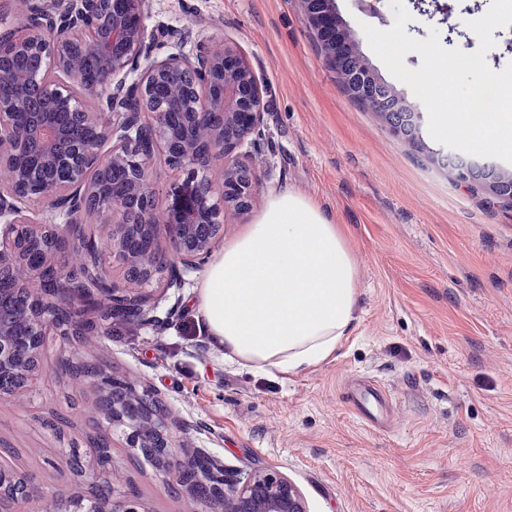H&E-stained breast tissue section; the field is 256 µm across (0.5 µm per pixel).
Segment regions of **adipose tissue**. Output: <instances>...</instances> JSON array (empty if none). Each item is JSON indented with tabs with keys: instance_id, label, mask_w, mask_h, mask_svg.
<instances>
[{
	"instance_id": "adipose-tissue-1",
	"label": "adipose tissue",
	"mask_w": 512,
	"mask_h": 512,
	"mask_svg": "<svg viewBox=\"0 0 512 512\" xmlns=\"http://www.w3.org/2000/svg\"><path fill=\"white\" fill-rule=\"evenodd\" d=\"M356 258L308 197L272 195L207 266L195 306L225 357L295 375L333 356L355 320Z\"/></svg>"
}]
</instances>
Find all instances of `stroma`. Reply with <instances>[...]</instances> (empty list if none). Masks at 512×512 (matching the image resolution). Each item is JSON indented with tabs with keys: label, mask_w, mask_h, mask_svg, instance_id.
Masks as SVG:
<instances>
[{
	"label": "stroma",
	"mask_w": 512,
	"mask_h": 512,
	"mask_svg": "<svg viewBox=\"0 0 512 512\" xmlns=\"http://www.w3.org/2000/svg\"><path fill=\"white\" fill-rule=\"evenodd\" d=\"M407 33L466 53L467 23L492 0H403ZM184 26L244 55L267 106L258 148L241 161L258 177L251 212H227L232 241L269 196L311 198L346 231L358 262L357 318L328 360L292 375L225 360L192 305L198 273L165 292L161 326L124 324L82 348L136 389L155 391L166 416L201 422L174 438L228 471L267 467L288 476L310 512H512V204L455 182L427 152L395 135L344 92L311 37L298 0H146L145 23ZM60 337L43 351L44 376L0 398V467L43 498L90 494L68 471L99 456L96 395L59 365ZM388 401L379 425L358 413L353 383ZM116 493L147 512H213L172 486L160 465L114 439Z\"/></svg>",
	"instance_id": "obj_1"
}]
</instances>
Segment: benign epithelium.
I'll use <instances>...</instances> for the list:
<instances>
[{
  "instance_id": "7a95c632",
  "label": "benign epithelium",
  "mask_w": 512,
  "mask_h": 512,
  "mask_svg": "<svg viewBox=\"0 0 512 512\" xmlns=\"http://www.w3.org/2000/svg\"><path fill=\"white\" fill-rule=\"evenodd\" d=\"M309 30L325 64L339 69L342 51L359 44L357 34L336 12V0H299ZM144 0H67L62 10L35 3L23 30L4 39L0 32V83L36 94L25 98L0 95V398L33 384L42 371L47 338L67 335L71 326L98 320L97 333L107 335L111 322L102 316L126 312L140 325L157 321L158 300L145 287L169 271L166 288L181 290L186 276L207 264L224 234V215L231 209L248 213L256 193L253 169L234 159L247 142L255 145L264 126V103L248 60L235 48L200 37L187 52L186 36L168 25L150 31L144 22ZM172 49L165 58L140 68L152 44ZM36 54L47 70L19 73L9 62L16 55ZM100 62L96 83L82 81L78 56ZM183 79L181 91L168 97L158 88L173 74ZM379 79L370 67L345 78L349 94L371 105L367 92ZM100 98L98 111L85 110L82 98ZM30 106L29 121L15 115ZM162 146L169 167L183 180L176 202L160 208L147 161ZM42 169L28 164L33 148ZM224 160L219 182L210 176L213 163ZM67 177L57 182L53 169ZM120 171L124 189L105 192V176ZM455 179L481 187L497 199L512 201V175L494 165L463 164ZM43 200L53 219L30 212L26 203ZM91 214L115 219L106 243L82 233ZM169 230V247H156L161 229ZM67 250L91 254L93 274L109 285L112 308L87 298L69 278ZM123 269L117 282L113 262ZM85 385L98 395V410L111 443L120 431L127 445L160 463L180 487L194 493L209 488L214 512H308L306 499L288 477L274 469L256 468L231 477L224 465L209 459L204 470L202 448H177L164 415L149 390L128 387L114 397L119 381L93 364L82 366ZM95 489L113 490L112 476L90 467L83 472ZM41 494L22 476L0 468V512H38ZM56 512H144L133 497L109 494L86 498L61 494Z\"/></svg>"
}]
</instances>
